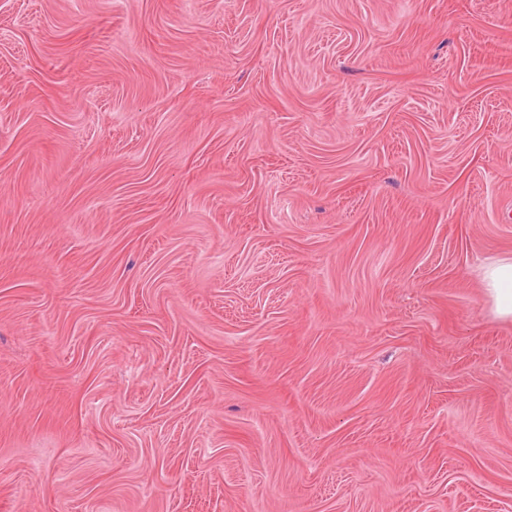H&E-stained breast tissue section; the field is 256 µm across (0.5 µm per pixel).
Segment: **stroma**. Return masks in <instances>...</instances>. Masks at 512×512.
<instances>
[{"label": "stroma", "instance_id": "stroma-1", "mask_svg": "<svg viewBox=\"0 0 512 512\" xmlns=\"http://www.w3.org/2000/svg\"><path fill=\"white\" fill-rule=\"evenodd\" d=\"M512 0H0V512H512ZM481 280L492 313L504 321L512 320V257L501 258L481 267Z\"/></svg>", "mask_w": 512, "mask_h": 512}]
</instances>
